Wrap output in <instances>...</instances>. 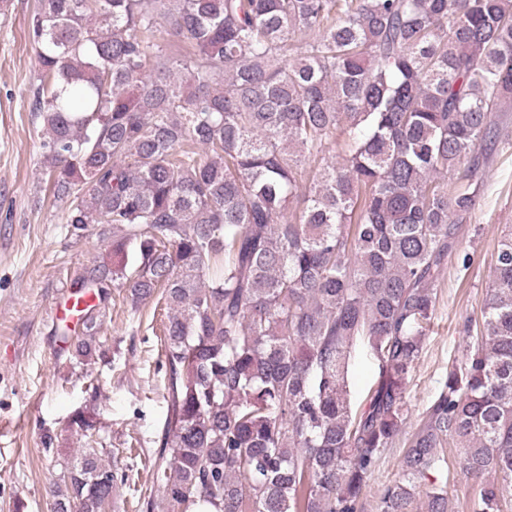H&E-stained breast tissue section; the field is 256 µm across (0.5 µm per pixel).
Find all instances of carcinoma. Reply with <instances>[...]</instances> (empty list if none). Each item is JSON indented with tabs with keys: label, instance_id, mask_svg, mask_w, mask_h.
Returning a JSON list of instances; mask_svg holds the SVG:
<instances>
[{
	"label": "carcinoma",
	"instance_id": "obj_1",
	"mask_svg": "<svg viewBox=\"0 0 512 512\" xmlns=\"http://www.w3.org/2000/svg\"><path fill=\"white\" fill-rule=\"evenodd\" d=\"M29 35L51 194L112 241L75 284L86 335L112 288L167 308L150 512H363L401 435L378 512H448L458 475L470 512L512 509L511 227L465 373L410 432L403 401L478 150L509 138L512 0H39ZM359 342L379 380L354 411ZM72 424L53 512H106L126 474ZM403 444L396 440L392 448L383 455L372 480L363 492V512H377L376 506L383 484L394 480L399 472V464L404 452ZM476 494V486L460 476L448 483V503L451 512H469L468 503Z\"/></svg>",
	"mask_w": 512,
	"mask_h": 512
}]
</instances>
